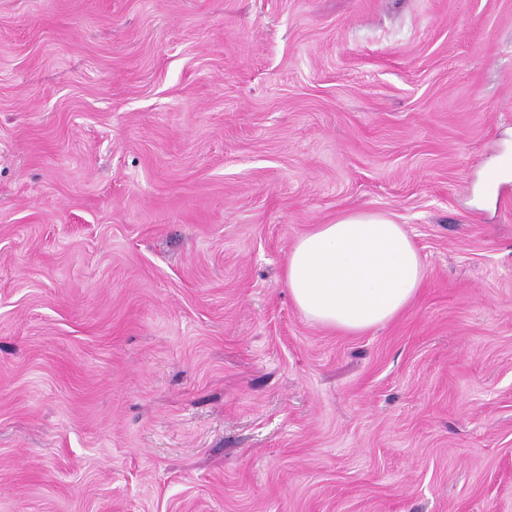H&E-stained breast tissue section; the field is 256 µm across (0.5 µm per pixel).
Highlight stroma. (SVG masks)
Wrapping results in <instances>:
<instances>
[{
	"mask_svg": "<svg viewBox=\"0 0 512 512\" xmlns=\"http://www.w3.org/2000/svg\"><path fill=\"white\" fill-rule=\"evenodd\" d=\"M512 0H0V512H512ZM403 224L359 334L284 280ZM284 277L308 320L357 334L408 308L425 282V266L403 224L353 211L300 235L288 251Z\"/></svg>",
	"mask_w": 512,
	"mask_h": 512,
	"instance_id": "obj_1",
	"label": "stroma"
}]
</instances>
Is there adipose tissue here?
Instances as JSON below:
<instances>
[{
    "label": "adipose tissue",
    "mask_w": 512,
    "mask_h": 512,
    "mask_svg": "<svg viewBox=\"0 0 512 512\" xmlns=\"http://www.w3.org/2000/svg\"><path fill=\"white\" fill-rule=\"evenodd\" d=\"M284 277L308 320L357 334L408 308L425 282V266L404 225L382 213L353 211L300 235Z\"/></svg>",
    "instance_id": "adipose-tissue-1"
}]
</instances>
